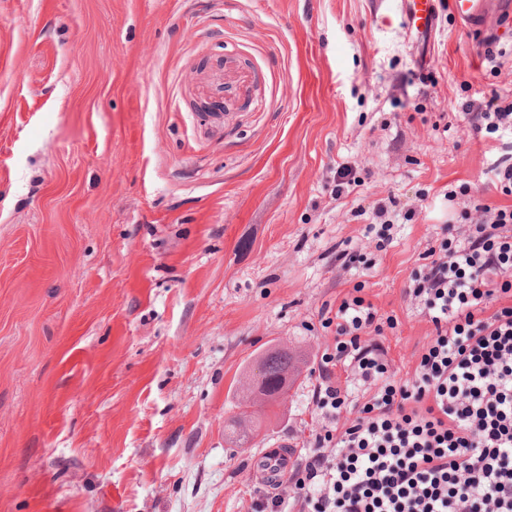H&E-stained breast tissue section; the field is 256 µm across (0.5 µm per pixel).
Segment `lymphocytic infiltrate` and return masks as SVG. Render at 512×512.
Segmentation results:
<instances>
[{"mask_svg":"<svg viewBox=\"0 0 512 512\" xmlns=\"http://www.w3.org/2000/svg\"><path fill=\"white\" fill-rule=\"evenodd\" d=\"M465 117L512 136V103ZM447 224L403 296L433 326L405 377L379 342L371 302L322 309L336 328L311 405L322 426L255 512H512V207ZM343 370L348 384L335 375Z\"/></svg>","mask_w":512,"mask_h":512,"instance_id":"f902f5d3","label":"lymphocytic infiltrate"}]
</instances>
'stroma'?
I'll return each instance as SVG.
<instances>
[{"mask_svg":"<svg viewBox=\"0 0 512 512\" xmlns=\"http://www.w3.org/2000/svg\"><path fill=\"white\" fill-rule=\"evenodd\" d=\"M487 29L493 60L449 0L421 45L392 0H0V512H253L254 456L321 426L319 311L355 284L407 372L423 253L512 205V142L462 114L512 90V23ZM341 164L372 176L336 194ZM280 341L307 368L229 447L234 379Z\"/></svg>","mask_w":512,"mask_h":512,"instance_id":"stroma-1","label":"stroma"}]
</instances>
